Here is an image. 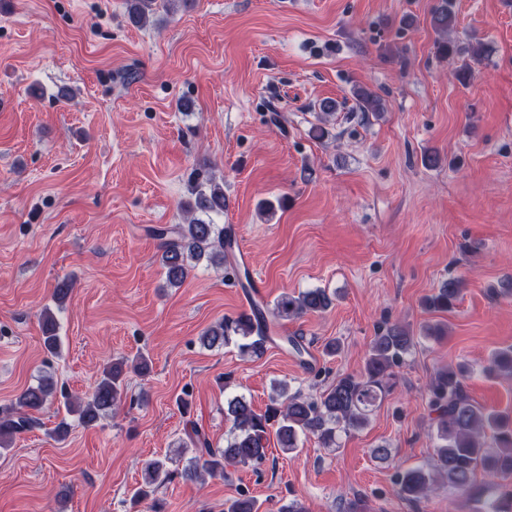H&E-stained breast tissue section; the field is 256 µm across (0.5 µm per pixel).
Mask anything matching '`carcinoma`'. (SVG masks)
<instances>
[{
  "mask_svg": "<svg viewBox=\"0 0 512 512\" xmlns=\"http://www.w3.org/2000/svg\"><path fill=\"white\" fill-rule=\"evenodd\" d=\"M172 0H125L130 22L135 26L146 25L159 11L169 12ZM457 24L453 0H438L432 11L431 25L438 35L437 49L450 58L462 53L478 55V46L460 47L451 39ZM352 96L356 111L379 114L384 111L380 95L365 87H357ZM320 125L315 131L320 136L328 134L323 124L337 112L334 100L318 104ZM196 207H185L187 218L183 224L160 226L151 229L159 241V264L165 270L167 283L179 287L203 258L222 265L232 256L231 230L213 220H204L194 214H222L226 207L224 183L214 177L195 181L191 187ZM464 282L450 277L442 282L437 292L425 300V307L438 312L451 311L459 300ZM333 303L322 288L308 289L297 294L281 295L273 309L253 301L248 312L226 317L207 329L201 342L207 347L222 346L237 337L241 354L260 357L267 343L272 325L267 315L276 319H294L309 313H321ZM44 347L54 353L58 348L57 322L49 309L40 317ZM413 332L400 324L380 327L366 357L364 370L358 377L340 375L317 399H309L298 392H288V384L275 388V397L265 411H256L242 397L227 402V416L233 423V435L226 447L214 448L196 426L186 433L188 442L183 448H192V467L183 476L202 480L224 476L227 464L249 466L265 461L270 433H275L277 443L285 453L298 448L299 437L313 435L324 448L337 446L340 432L365 427L369 414L391 388L393 369L416 346ZM151 370V359L139 355L129 360L119 357L107 364L91 391L80 397L63 396L65 413L74 415L86 426L96 423L102 416L121 405L125 380L129 372L146 375ZM496 377L512 378V346L495 351L487 368ZM470 368L465 363L450 365L439 370L427 389V406L431 417V433L435 462L429 467H399L395 474V493L402 500L418 504L438 486L461 496L489 494L499 487L497 479L512 475V415L488 410L474 402L465 392L463 381ZM53 380L45 378L23 390L17 397L16 415L0 418V448L10 447L14 435L29 430L36 424L33 413L44 408L56 396ZM485 481L478 482V475ZM170 478L165 461L152 458L143 462L142 482L130 499L131 512H138L143 502L151 501L153 512H160L154 495ZM225 512H260L257 499L246 491L225 503Z\"/></svg>",
  "mask_w": 512,
  "mask_h": 512,
  "instance_id": "1",
  "label": "carcinoma"
}]
</instances>
